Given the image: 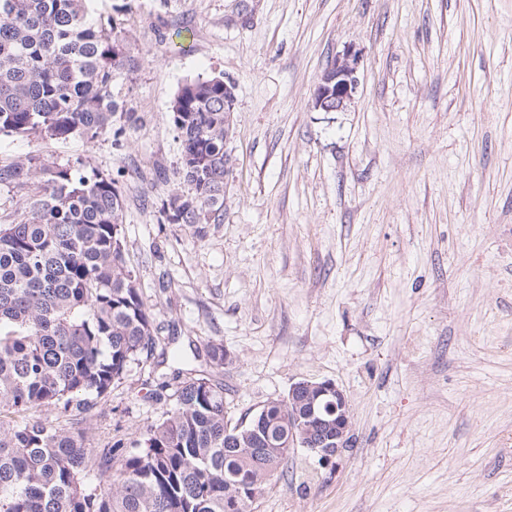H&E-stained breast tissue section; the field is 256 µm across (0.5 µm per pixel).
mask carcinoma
I'll return each mask as SVG.
<instances>
[{"label": "carcinoma", "instance_id": "cac0c4a2", "mask_svg": "<svg viewBox=\"0 0 512 512\" xmlns=\"http://www.w3.org/2000/svg\"><path fill=\"white\" fill-rule=\"evenodd\" d=\"M89 0H0V135L88 142L112 131L122 65L112 19ZM180 183L163 224H221L232 161L224 80L197 78L170 104ZM0 185L27 191L0 225V512H251L280 468L288 404L270 401L230 426L223 388L202 374L130 447L92 445L87 419L156 331L122 236L116 180L28 157L0 164ZM66 416L53 424L39 413Z\"/></svg>", "mask_w": 512, "mask_h": 512}]
</instances>
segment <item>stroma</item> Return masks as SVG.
<instances>
[{
    "label": "stroma",
    "instance_id": "obj_1",
    "mask_svg": "<svg viewBox=\"0 0 512 512\" xmlns=\"http://www.w3.org/2000/svg\"><path fill=\"white\" fill-rule=\"evenodd\" d=\"M125 52L120 136H0L117 182L157 347L90 416L130 444L170 409L179 367L247 424L300 380L352 414L332 464L294 447L252 512H512V0H91ZM360 56L345 111L319 112L329 62ZM233 85L220 224H164L187 81ZM220 343L231 358L214 366Z\"/></svg>",
    "mask_w": 512,
    "mask_h": 512
}]
</instances>
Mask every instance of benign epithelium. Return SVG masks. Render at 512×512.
Returning a JSON list of instances; mask_svg holds the SVG:
<instances>
[{"instance_id": "7a95c632", "label": "benign epithelium", "mask_w": 512, "mask_h": 512, "mask_svg": "<svg viewBox=\"0 0 512 512\" xmlns=\"http://www.w3.org/2000/svg\"><path fill=\"white\" fill-rule=\"evenodd\" d=\"M359 57L347 50L330 63L321 82L314 91L312 104L319 112H342L354 99L358 88ZM317 391V395L300 399L304 391ZM315 421L328 429L318 440L301 435L300 447L326 462L331 459L329 448H343L347 444L351 428L348 402L342 390L330 380L310 384L298 381L288 392V426L303 428L302 420Z\"/></svg>"}]
</instances>
